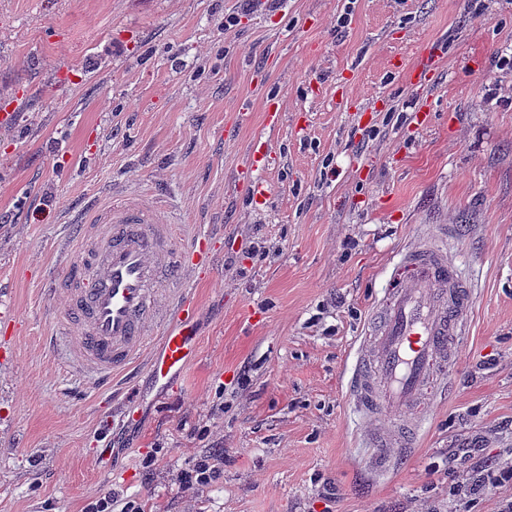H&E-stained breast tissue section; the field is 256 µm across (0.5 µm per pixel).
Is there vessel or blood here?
Returning <instances> with one entry per match:
<instances>
[{
    "instance_id": "vessel-or-blood-1",
    "label": "vessel or blood",
    "mask_w": 512,
    "mask_h": 512,
    "mask_svg": "<svg viewBox=\"0 0 512 512\" xmlns=\"http://www.w3.org/2000/svg\"><path fill=\"white\" fill-rule=\"evenodd\" d=\"M76 221L95 230L78 251L63 284L68 303L55 316V344L68 368L101 388L142 360L153 386L167 387L197 353V305L186 286L167 282L205 256L175 247L174 220L139 199L92 204ZM393 278L349 379L356 412L383 428L382 448L406 446L401 420L425 424L430 391L454 369L455 345L471 319L470 282L427 235L400 251ZM152 324L161 329L154 343Z\"/></svg>"
}]
</instances>
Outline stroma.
<instances>
[{"mask_svg": "<svg viewBox=\"0 0 512 512\" xmlns=\"http://www.w3.org/2000/svg\"><path fill=\"white\" fill-rule=\"evenodd\" d=\"M12 110L0 512H82L108 493L144 512H424L467 471L512 464V0H0ZM256 139L273 155L260 202L230 189ZM154 187L183 219L178 246L200 233L210 258L181 273L197 359L135 399L143 369L111 393L69 374L48 342L66 296L47 288L91 230L72 210ZM421 224L448 227L475 288L470 332L415 451L380 477L345 372ZM214 452L218 483L184 490L178 472Z\"/></svg>", "mask_w": 512, "mask_h": 512, "instance_id": "1", "label": "stroma"}]
</instances>
